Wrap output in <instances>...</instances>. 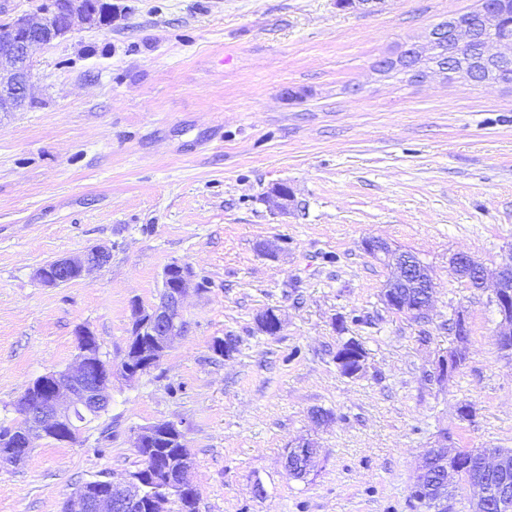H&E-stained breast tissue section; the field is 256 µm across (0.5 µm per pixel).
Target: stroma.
<instances>
[{
    "label": "stroma",
    "instance_id": "stroma-1",
    "mask_svg": "<svg viewBox=\"0 0 512 512\" xmlns=\"http://www.w3.org/2000/svg\"><path fill=\"white\" fill-rule=\"evenodd\" d=\"M110 2V24L36 47L30 103L0 112V425L29 383L71 365L78 326L120 367L134 305L157 303L173 262L193 271L189 330L135 380L114 376L76 442L35 440L0 468V512H62L75 484L121 480L133 430L164 420L185 433L196 512H427L411 482L440 434L512 448L491 290L450 263L465 253L492 277L512 251V87L372 66L479 0ZM281 184L285 210L268 201ZM370 236L427 265L426 319L385 307ZM95 245L105 266L35 279ZM269 308L276 336L257 328ZM458 311L466 361L442 380ZM350 338L366 351L355 377L335 362ZM302 439L320 456L296 480L284 458Z\"/></svg>",
    "mask_w": 512,
    "mask_h": 512
}]
</instances>
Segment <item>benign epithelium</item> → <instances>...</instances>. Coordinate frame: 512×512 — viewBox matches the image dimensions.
I'll use <instances>...</instances> for the list:
<instances>
[{
  "label": "benign epithelium",
  "instance_id": "7a95c632",
  "mask_svg": "<svg viewBox=\"0 0 512 512\" xmlns=\"http://www.w3.org/2000/svg\"><path fill=\"white\" fill-rule=\"evenodd\" d=\"M60 11L59 0H45L36 15H21L0 31L6 34L4 47L0 48V112H12L25 105L33 78L31 50L35 46L47 45L72 32L79 25H93L99 20L98 9L88 0H68L62 23H56ZM485 29H494L491 38L478 35V29L461 15H450L435 25L422 43L407 45V54L383 57L373 65L381 75L391 73L407 58L416 60L412 75L423 81L442 76L457 77L472 82L473 75L482 73L485 84H512V29L498 27L497 16L487 10L480 13ZM479 42L474 57L461 55L445 56V43L464 46ZM365 253L376 260H384L396 269L399 277L410 282L413 288H425L433 293L434 284L428 270L422 265L398 259V253L376 237L362 240ZM110 259L109 251L93 246L83 254L51 260L36 269L34 277L46 287H58L71 277L81 278L90 268H101ZM457 271L466 276L474 288L484 285L483 268L470 256L457 254L452 258ZM192 278L186 265L171 263L162 276V292L159 302L145 309L134 305V318L120 374L127 380L140 376L148 367L156 366L170 349L175 337L184 335L188 324L183 317V300ZM384 304L396 311L405 312L417 319H424L428 303H410L391 288L383 291ZM493 304L500 317L498 344L504 353L512 352V251L508 253L497 274ZM454 332L457 345L438 361L437 373L441 379L456 372L453 360L465 354L468 342V324L463 313L454 315ZM261 332L274 336L282 331V321L277 310L268 309L257 318ZM78 354L73 365L62 372L43 375L38 386L32 388L34 395L18 402L19 419L11 428V437L0 438V462L20 465L26 458L36 438L60 439L72 442L78 431L77 422L96 416L110 403L107 390L112 382V366L103 358L94 333L86 326L76 330ZM365 363V354L352 340L339 345L336 365L347 370V376L358 375ZM162 438L183 448L180 455L167 459L161 466L159 480L174 490H184L191 485L189 473L191 459L185 451L184 435L179 425L172 421L157 422L135 430L131 436V447L141 448ZM317 446L302 441L288 446L285 457L287 472L294 466L302 467L305 476L315 465ZM484 456L496 469L493 494L504 512L512 509V460L487 450ZM432 468L449 470L448 444L426 450L423 465L418 469L411 487L416 491L424 485V477ZM144 492L139 475L130 472L119 482L97 483L90 481L73 491L67 500L66 512H141L145 507Z\"/></svg>",
  "mask_w": 512,
  "mask_h": 512
}]
</instances>
